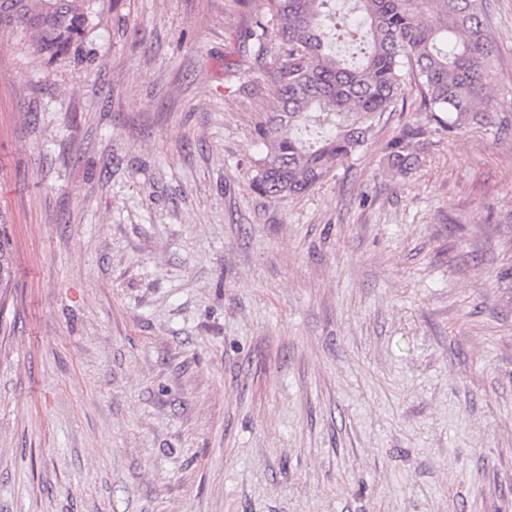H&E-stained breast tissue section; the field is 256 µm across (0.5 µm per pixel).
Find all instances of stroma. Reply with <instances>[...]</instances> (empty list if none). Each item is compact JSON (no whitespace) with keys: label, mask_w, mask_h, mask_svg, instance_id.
Listing matches in <instances>:
<instances>
[{"label":"stroma","mask_w":512,"mask_h":512,"mask_svg":"<svg viewBox=\"0 0 512 512\" xmlns=\"http://www.w3.org/2000/svg\"><path fill=\"white\" fill-rule=\"evenodd\" d=\"M74 2L78 53L0 22V512H512V131L409 89L272 199L235 0ZM412 133V134H410ZM417 135L418 131H403L400 136L396 137L391 141L388 145L389 153L388 156L391 158V161L394 166H396L401 172H407L410 169V163L408 162V154H405L408 144L406 143V139L409 138V135ZM13 277L10 239L6 225L0 224V288H8Z\"/></svg>","instance_id":"obj_1"}]
</instances>
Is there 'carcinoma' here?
<instances>
[{"label":"carcinoma","instance_id":"carcinoma-1","mask_svg":"<svg viewBox=\"0 0 512 512\" xmlns=\"http://www.w3.org/2000/svg\"><path fill=\"white\" fill-rule=\"evenodd\" d=\"M265 2L241 37L252 43L259 76L277 99L255 125L265 147L255 160V188L271 198L305 193L336 162L366 148L408 85L421 110L450 134L512 125L486 95L495 48L482 0H354L362 21L339 35L327 23L331 0ZM0 10L17 25L47 27L42 50L52 57L80 33L70 10L55 3L37 11L29 0H0ZM409 135L388 145L402 172L410 166ZM12 277L10 239L0 224V288Z\"/></svg>","mask_w":512,"mask_h":512}]
</instances>
